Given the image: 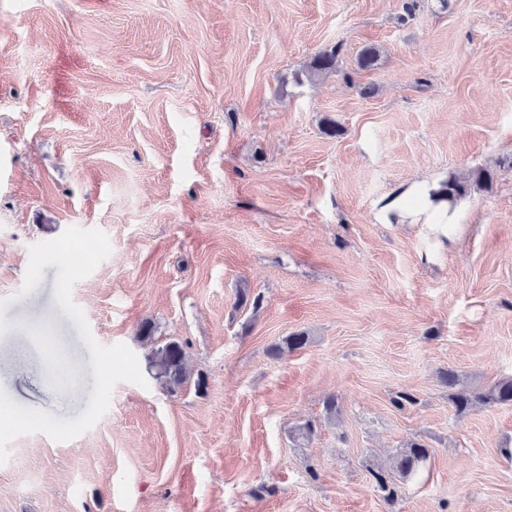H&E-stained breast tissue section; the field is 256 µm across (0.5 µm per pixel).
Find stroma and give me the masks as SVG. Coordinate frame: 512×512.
<instances>
[{
    "label": "stroma",
    "instance_id": "obj_1",
    "mask_svg": "<svg viewBox=\"0 0 512 512\" xmlns=\"http://www.w3.org/2000/svg\"><path fill=\"white\" fill-rule=\"evenodd\" d=\"M478 167L456 237L384 209ZM71 226L112 244L72 291L97 342L146 363L151 322L206 384L121 382L82 435L19 437L0 512H512V406L457 415L438 378L512 376V0H0V389L62 419L91 355L57 267L20 289ZM411 440L387 505L370 471ZM310 342V336L305 331H297L282 337V339L271 346L269 353L273 357H279L285 352H292L305 347ZM431 452L426 444L412 440L397 452L387 468L372 470L371 476L384 500L391 504L397 500L400 483L417 476Z\"/></svg>",
    "mask_w": 512,
    "mask_h": 512
}]
</instances>
